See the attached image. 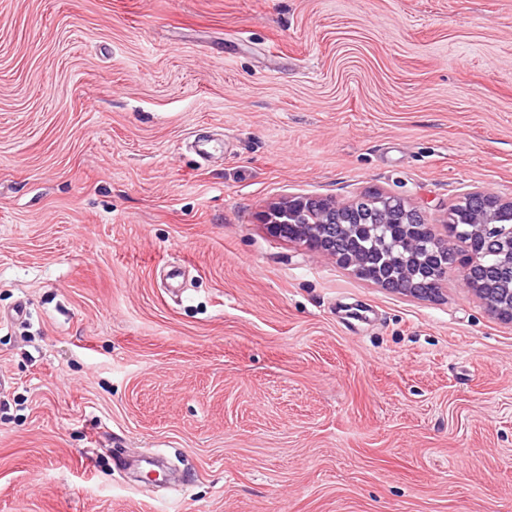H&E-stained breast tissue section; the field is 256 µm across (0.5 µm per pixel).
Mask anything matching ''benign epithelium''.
Instances as JSON below:
<instances>
[{
  "label": "benign epithelium",
  "mask_w": 512,
  "mask_h": 512,
  "mask_svg": "<svg viewBox=\"0 0 512 512\" xmlns=\"http://www.w3.org/2000/svg\"><path fill=\"white\" fill-rule=\"evenodd\" d=\"M370 201L381 205L388 219L399 224V235L407 247V252L414 253L418 233L426 231L431 252L442 258V262L435 268H421L420 280L416 282L414 272L408 270L407 259L402 256H387L380 248L379 257L383 258L382 266L388 268L389 275H373L369 270V263L373 257L359 256L339 246L341 237L358 229L354 224L343 222L342 213L351 209L349 202L295 196L265 214L264 223L272 233L317 249L335 258L336 263L352 269L358 277L384 288L403 290L414 295L436 293L448 275L449 263L456 261L458 248L436 237L428 230V225L418 223L419 215L407 208L401 198L378 194L370 198ZM456 208L469 209L473 212V218L469 223L474 225V233L481 240L483 248H496L499 253L506 255L505 268L512 273V239H502L498 227L502 214L512 215V199L504 200L491 192L479 189L467 193L458 201ZM458 242L466 247L462 262L465 283L476 290L500 318L512 321V289L504 297L499 294V289L475 280L474 269L481 264L482 254L473 250L470 242L461 238Z\"/></svg>",
  "instance_id": "obj_1"
}]
</instances>
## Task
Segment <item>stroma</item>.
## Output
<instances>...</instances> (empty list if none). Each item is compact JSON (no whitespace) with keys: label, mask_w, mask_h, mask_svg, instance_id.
Returning <instances> with one entry per match:
<instances>
[{"label":"stroma","mask_w":512,"mask_h":512,"mask_svg":"<svg viewBox=\"0 0 512 512\" xmlns=\"http://www.w3.org/2000/svg\"><path fill=\"white\" fill-rule=\"evenodd\" d=\"M475 188L512 0H0V512H512V322L260 220Z\"/></svg>","instance_id":"stroma-1"}]
</instances>
